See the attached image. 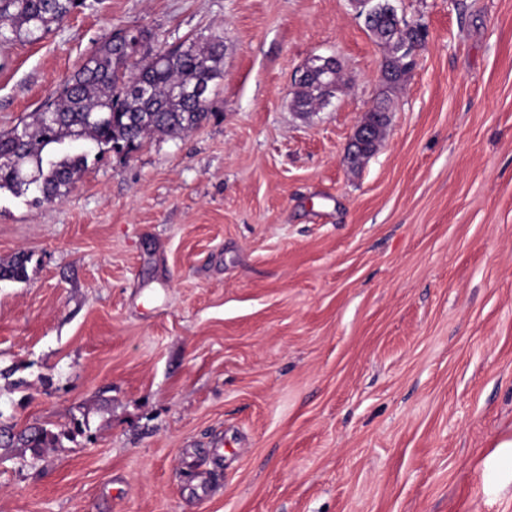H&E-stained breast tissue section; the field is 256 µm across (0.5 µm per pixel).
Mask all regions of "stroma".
<instances>
[{
  "mask_svg": "<svg viewBox=\"0 0 512 512\" xmlns=\"http://www.w3.org/2000/svg\"><path fill=\"white\" fill-rule=\"evenodd\" d=\"M390 2L395 88L350 0H85L0 50L4 130L113 29L224 42L200 127L0 193V421L82 424L0 458V512H512V0ZM381 4L383 3L379 2L370 6L374 14L366 24L377 41L388 48L389 56L386 57L382 64L385 65L388 72V84L396 85L402 81L403 77L410 70L404 58L406 57L409 59V63L414 66L416 54L425 44L426 37L424 39L417 40L418 32L413 29H419L422 31H425L426 29L419 23L409 22L403 17L399 18L397 28L411 29L407 33V38L408 40H412V42L406 41L399 45V49L403 52L405 57L398 53H394L393 49L390 47L386 40V34L388 31H391L394 22L386 16L384 9L380 10ZM293 105L298 112H314L317 105H322L321 94L310 82L300 84ZM371 113L365 117L371 124L374 130V140L375 143L369 142L371 140L372 128L366 124L363 120H361L352 134L350 141V149L365 148L360 151L353 159H351L352 166L360 165L366 158L371 156L376 150L377 144L383 135L387 124H388V115L384 112H389L388 109L384 105H379L375 109L370 111Z\"/></svg>",
  "mask_w": 512,
  "mask_h": 512,
  "instance_id": "1",
  "label": "stroma"
}]
</instances>
